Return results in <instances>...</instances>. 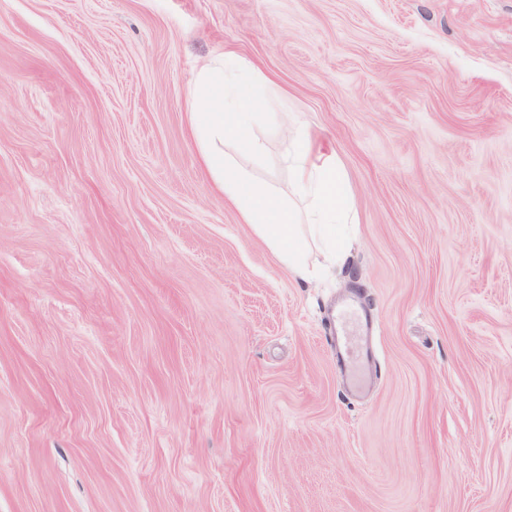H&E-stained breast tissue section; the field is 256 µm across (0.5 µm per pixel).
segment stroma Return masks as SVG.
<instances>
[{"mask_svg":"<svg viewBox=\"0 0 512 512\" xmlns=\"http://www.w3.org/2000/svg\"><path fill=\"white\" fill-rule=\"evenodd\" d=\"M226 49L344 172L316 279L201 163ZM0 512H512V0H0Z\"/></svg>","mask_w":512,"mask_h":512,"instance_id":"35a3bbf8","label":"stroma"}]
</instances>
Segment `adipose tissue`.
I'll list each match as a JSON object with an SVG mask.
<instances>
[{
  "label": "adipose tissue",
  "instance_id": "adipose-tissue-1",
  "mask_svg": "<svg viewBox=\"0 0 512 512\" xmlns=\"http://www.w3.org/2000/svg\"><path fill=\"white\" fill-rule=\"evenodd\" d=\"M265 80L230 54H220L197 70L189 121L203 165L215 188L297 277L309 280L311 244H320L329 263L343 259L351 198L336 153L313 144L303 132L288 139L283 161L290 175L287 199L224 156L227 129L236 131V150L259 154L252 117L266 98Z\"/></svg>",
  "mask_w": 512,
  "mask_h": 512
}]
</instances>
